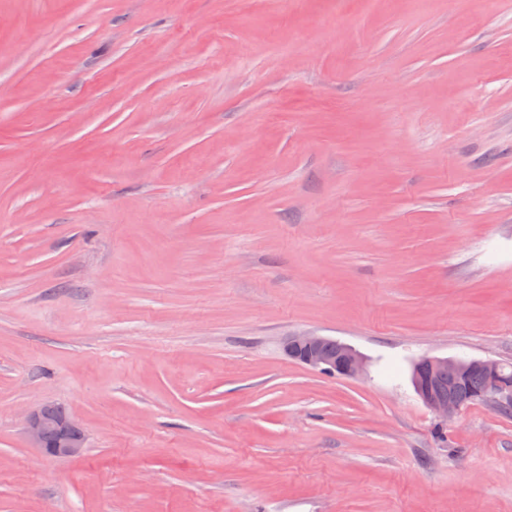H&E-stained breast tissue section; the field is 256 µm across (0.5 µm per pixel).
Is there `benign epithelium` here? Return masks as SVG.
I'll return each mask as SVG.
<instances>
[{
  "mask_svg": "<svg viewBox=\"0 0 512 512\" xmlns=\"http://www.w3.org/2000/svg\"><path fill=\"white\" fill-rule=\"evenodd\" d=\"M286 356L309 368L337 374L342 377H358L364 372L363 357L351 346L336 343V348H326V339L313 334L288 337L284 345ZM481 367L491 381V391L486 400L494 405L512 404V387L498 383L500 362L494 359L463 361L454 358L424 357L416 363L417 369L427 374L416 379V391L421 400L439 417L446 419L462 410V404L442 394L435 386L434 378L451 368L457 374ZM51 406L43 405L30 412L25 420V433L29 442L44 453L60 458H77L85 452V434L81 425L71 416L53 418Z\"/></svg>",
  "mask_w": 512,
  "mask_h": 512,
  "instance_id": "obj_1",
  "label": "benign epithelium"
}]
</instances>
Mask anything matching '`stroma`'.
<instances>
[{
    "label": "stroma",
    "instance_id": "stroma-1",
    "mask_svg": "<svg viewBox=\"0 0 512 512\" xmlns=\"http://www.w3.org/2000/svg\"><path fill=\"white\" fill-rule=\"evenodd\" d=\"M425 356L512 361V0H0V512H512ZM334 346L336 348L332 349ZM284 352L294 362L342 377H358L365 368L363 357L355 349L344 343H336L332 338L326 342L324 336H290L284 345ZM53 405H43L30 412L25 420V433L34 448L47 455L70 459L83 455L86 448L81 425L70 415L53 418L49 411Z\"/></svg>",
    "mask_w": 512,
    "mask_h": 512
}]
</instances>
